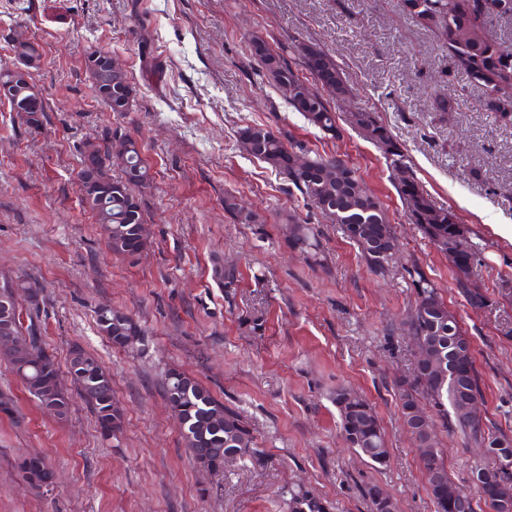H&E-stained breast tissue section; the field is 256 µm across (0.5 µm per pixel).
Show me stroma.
<instances>
[{
    "label": "stroma",
    "mask_w": 512,
    "mask_h": 512,
    "mask_svg": "<svg viewBox=\"0 0 512 512\" xmlns=\"http://www.w3.org/2000/svg\"><path fill=\"white\" fill-rule=\"evenodd\" d=\"M259 36L333 56L351 93L331 98L336 135L295 112L251 60ZM36 44L33 72L46 114L39 127L0 103V278L41 290L44 343L59 366L73 346L111 373L124 413L105 438L74 400L66 420L42 412L0 362V512H288L283 487L311 490L328 512H370L363 490L382 487L397 512H435L394 381L413 368L401 322L415 304L410 270L431 280L466 332L480 377L484 422L512 436V121L456 71L442 73L434 32L405 0H0V66L14 45ZM121 61L133 112H110L84 67L87 51ZM447 98L445 112L433 109ZM376 113L436 206L480 248L472 307L446 253L409 223L383 153L351 112ZM264 125L315 154L333 153L381 202L399 240L385 273L372 271L328 216L275 170L248 155L240 128ZM128 136L152 178L143 196V251L115 255L82 204L85 142ZM235 195L260 221L224 209ZM294 212L318 243L293 246L281 216ZM131 315L143 350L112 346L101 307ZM193 375L237 412L264 461L226 463L219 474L191 460L161 386ZM345 385L375 408L389 460L368 463L344 442L331 400ZM451 478L471 485L479 462L452 427L436 425ZM42 458L53 473L33 491L20 465Z\"/></svg>",
    "instance_id": "stroma-1"
}]
</instances>
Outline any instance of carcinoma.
Wrapping results in <instances>:
<instances>
[{"instance_id": "obj_1", "label": "carcinoma", "mask_w": 512, "mask_h": 512, "mask_svg": "<svg viewBox=\"0 0 512 512\" xmlns=\"http://www.w3.org/2000/svg\"><path fill=\"white\" fill-rule=\"evenodd\" d=\"M411 11L427 27L435 28L440 47L449 56L453 67L468 79L486 88L490 101L497 105H512V62L506 63L497 43H489L482 36L486 23L508 11L493 5L492 8L472 14L465 8L464 0H407ZM302 58L304 65L313 59L323 62L324 68L334 78L336 96L349 93L335 60L313 48L282 45L273 49L262 39L252 43V55L261 64L266 76L288 104L312 125L325 132H336V113L324 99L318 85L306 82L290 60V53ZM7 98L10 109H15L17 96L9 71L0 70V96ZM134 96L127 71L120 65L112 66V101L107 107L113 112H129L134 107ZM356 126L367 132L377 147L390 160V165L405 163V155L378 124L370 112L352 113ZM239 139L246 152L284 175L303 196L353 239L362 257L375 271L383 272L398 247L397 238L380 202L369 194L356 176L336 182V174H323V170L349 166L334 155L303 156L299 166L286 164L282 136L263 125L247 126L240 130ZM86 149L93 159H114L121 166V175L112 174L107 165L101 174L112 181V195L106 200L91 198L81 193L82 203L96 217L106 235L112 252L127 254L128 246L136 247L144 238L145 218L142 200L131 201L120 191L125 177L134 175L141 186L151 188V178L144 165L136 142L127 138L110 140L103 145L89 143ZM403 206L410 221L419 225L423 234L443 252L458 250L475 258V245L469 240L467 230L456 222L454 214L434 206L428 195L415 185L414 180L400 182ZM224 208L242 224H255L258 217L243 211L232 196L224 198ZM291 225L292 241L300 246L310 245V237L293 214L284 217ZM458 286L475 307L486 305L485 298L464 283L476 275V268H456ZM416 290V312L404 323L406 335L433 343L429 358L415 361L411 376L398 384V396L403 424L414 427V421L425 415L419 400L424 397L438 414L451 416L453 425L467 442L490 451L471 471L473 489L467 490L455 483L441 451L420 456L424 477L437 512H476L485 505L489 512H512V468H501L497 460L512 456V437L487 427L481 416L472 410V404L482 398L479 377L474 366L467 336L462 332L456 315L448 309L434 286L417 274L412 279ZM27 295L26 302L38 308L40 288L31 282L10 280L0 282V308L9 309L13 323V339L30 347L29 360L11 367L28 393L42 403L48 394L63 408L57 418H65L70 411L71 398L58 382L59 366L55 357L44 347L40 326L32 314L23 321L22 308L18 307L17 293ZM99 329L116 346L128 347V341L142 336L136 322L126 317L124 324H113V311L98 314ZM73 385L79 397L89 405L101 431L107 435L120 432L122 414L115 401L112 377L97 358L75 349L67 361ZM163 389L167 400L180 419L186 448L202 467L219 471L224 461L245 457L260 463L259 451L254 448V437L238 413L224 407L195 378L178 370L166 373ZM332 400L339 412L342 431L347 444L371 463L383 465L388 459L387 442L377 413L362 396L345 386H338ZM23 480L34 490L50 484L51 474L44 462L29 458L21 466ZM379 487L369 486L364 493L372 512H395V504L388 496L378 495ZM289 512H325L322 501L308 490L288 491Z\"/></svg>"}]
</instances>
